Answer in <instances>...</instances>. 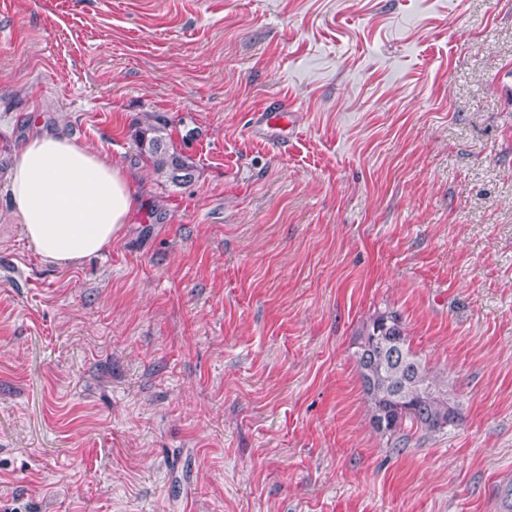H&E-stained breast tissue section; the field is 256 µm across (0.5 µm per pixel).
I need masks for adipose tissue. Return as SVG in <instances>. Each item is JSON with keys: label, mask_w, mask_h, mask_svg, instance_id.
<instances>
[{"label": "adipose tissue", "mask_w": 512, "mask_h": 512, "mask_svg": "<svg viewBox=\"0 0 512 512\" xmlns=\"http://www.w3.org/2000/svg\"><path fill=\"white\" fill-rule=\"evenodd\" d=\"M26 240L47 263L67 267L112 244L138 202L125 168L57 132L31 134L8 183Z\"/></svg>", "instance_id": "ef3b65f1"}]
</instances>
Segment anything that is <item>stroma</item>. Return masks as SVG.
Wrapping results in <instances>:
<instances>
[{
	"instance_id": "stroma-1",
	"label": "stroma",
	"mask_w": 512,
	"mask_h": 512,
	"mask_svg": "<svg viewBox=\"0 0 512 512\" xmlns=\"http://www.w3.org/2000/svg\"><path fill=\"white\" fill-rule=\"evenodd\" d=\"M37 128L139 197L68 267L3 186ZM385 310L461 412L399 448ZM0 512H512V0H0ZM140 125L134 135L139 157L175 186L191 182L194 178L193 162L176 148L167 120L161 115H149Z\"/></svg>"
}]
</instances>
